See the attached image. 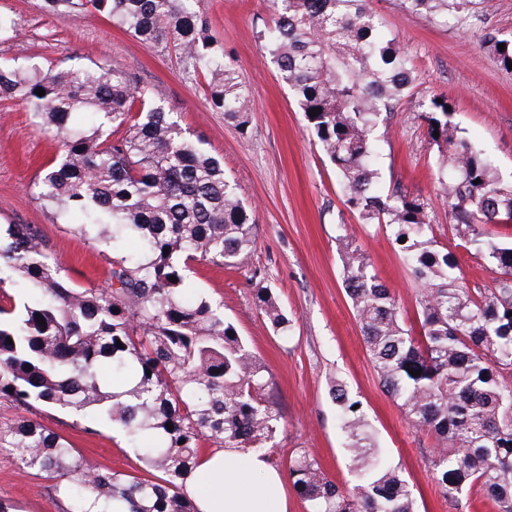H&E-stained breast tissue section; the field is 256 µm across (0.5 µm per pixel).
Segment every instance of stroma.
I'll use <instances>...</instances> for the list:
<instances>
[{
  "label": "stroma",
  "mask_w": 512,
  "mask_h": 512,
  "mask_svg": "<svg viewBox=\"0 0 512 512\" xmlns=\"http://www.w3.org/2000/svg\"><path fill=\"white\" fill-rule=\"evenodd\" d=\"M368 5L398 36L417 75L410 97L388 128L377 132L382 183L400 184L427 200L434 238L457 255L464 282L472 288L492 287L486 262L451 233L448 205L429 178L435 151L426 140L420 103L432 93L448 97L451 119L463 136L495 159L503 177H512V73L500 70L481 45L488 31L512 35V0H491L483 15L463 29L452 20L408 12L401 0H368ZM204 8L213 34L236 58L250 91L247 132L211 107L204 82L185 80L172 50L144 46L105 16H47L37 0H0V13L17 22L14 32L0 36V62L30 57L46 65L76 57L119 65L180 113L193 137L223 156L226 176L253 210L256 243L232 268L195 263L191 279L201 295L223 303L225 317L273 379L284 417L274 468L285 478L288 512H307L286 479V464L297 449H308L337 483L352 478L329 395L334 378L362 402L381 447L412 486L418 512H452L431 476L432 434L410 425L379 384L342 284L340 226H347L411 320L418 285L389 227L363 223L345 204L336 172L303 112L276 68L263 59L257 31L271 15L269 0H205ZM57 152L56 141L38 131L24 105L0 101V224L37 226L74 287H100L109 278L111 250L81 235L75 225L62 223L34 198L31 184ZM263 286L290 319L289 333L274 331L261 313L256 292ZM30 416L101 467L132 473L142 468L121 430L93 414L41 406ZM0 501L13 512L60 510L46 480L7 452H0Z\"/></svg>",
  "instance_id": "obj_1"
}]
</instances>
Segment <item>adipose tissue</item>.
Here are the masks:
<instances>
[{
    "mask_svg": "<svg viewBox=\"0 0 512 512\" xmlns=\"http://www.w3.org/2000/svg\"><path fill=\"white\" fill-rule=\"evenodd\" d=\"M280 487L264 458L253 456L243 465L231 450L205 455L187 484L199 512H287Z\"/></svg>",
    "mask_w": 512,
    "mask_h": 512,
    "instance_id": "obj_1",
    "label": "adipose tissue"
}]
</instances>
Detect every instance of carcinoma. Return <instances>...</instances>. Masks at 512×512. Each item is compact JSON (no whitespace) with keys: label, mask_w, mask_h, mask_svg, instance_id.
Masks as SVG:
<instances>
[{"label":"carcinoma","mask_w":512,"mask_h":512,"mask_svg":"<svg viewBox=\"0 0 512 512\" xmlns=\"http://www.w3.org/2000/svg\"><path fill=\"white\" fill-rule=\"evenodd\" d=\"M401 2L463 25L485 0ZM39 8L49 16L103 12L142 44H166L186 79L205 80L213 109L247 130L248 88L211 34L203 0H39ZM272 10L258 31L266 59L335 167L345 202L365 223L390 226L421 285L408 325L364 252L339 236L344 288L379 383L414 427L433 433L431 474L449 503L468 506L476 496L494 512H512V242L490 229L512 223V179L462 136L448 99L431 96L426 135L451 229L495 274L493 288H470L455 254L437 247L427 203L380 187L373 132L415 82L400 41L367 0H272ZM482 45L508 70L512 36L488 32ZM0 99L25 105L58 140V155L33 182L36 198L112 248L107 286L75 288L37 227L0 225V274L26 294L16 305L0 277V400L22 410L96 411L122 429L149 473L100 468L30 419L0 428V451L52 481L65 498L61 512H199L186 484L201 456L233 449L245 461L253 447L272 454L283 420L270 374L223 305L189 278L196 261L239 264L256 243L253 212L223 158L188 137L181 114L117 65L15 60L0 65ZM256 297L271 325L286 330L271 291ZM329 395L354 482L338 485L312 454L297 452L288 476L307 512H417L358 401L339 381Z\"/></svg>","instance_id":"1"}]
</instances>
